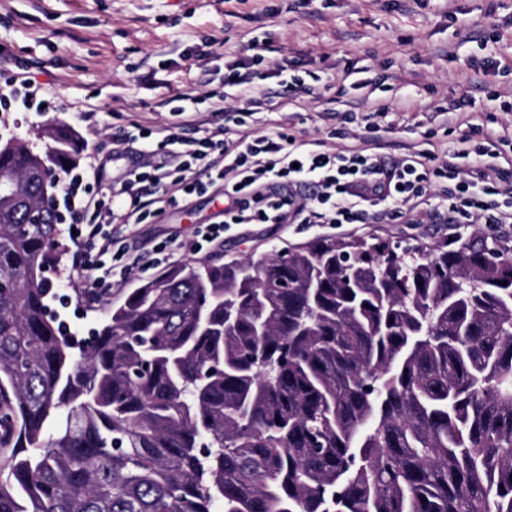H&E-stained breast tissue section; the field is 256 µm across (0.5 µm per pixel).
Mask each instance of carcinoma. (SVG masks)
<instances>
[{"mask_svg": "<svg viewBox=\"0 0 512 512\" xmlns=\"http://www.w3.org/2000/svg\"><path fill=\"white\" fill-rule=\"evenodd\" d=\"M0 145V512H512V255L315 237L144 280L73 352L69 129ZM42 209L26 223L27 207Z\"/></svg>", "mask_w": 512, "mask_h": 512, "instance_id": "obj_1", "label": "carcinoma"}]
</instances>
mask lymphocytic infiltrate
Here are the masks:
<instances>
[{
	"mask_svg": "<svg viewBox=\"0 0 512 512\" xmlns=\"http://www.w3.org/2000/svg\"><path fill=\"white\" fill-rule=\"evenodd\" d=\"M249 58L231 66L226 91L211 103L216 127L202 129L187 106H175L179 123L163 137L136 125L119 143L133 165L111 187H104L105 161L67 173L63 203L74 233L72 269L90 287L116 286L142 270V258L120 245L117 229L162 214L166 206L207 190L225 198L224 218L199 225L193 252L214 248L238 224H385L404 206L442 187L435 224H512V173L500 169L511 140L466 123L449 127L445 156L411 151L385 160L373 151L372 132L389 114L375 100L370 109L340 112L342 123L368 132L362 147L318 150L274 126L247 130L254 110L266 99L260 70L267 39H252ZM40 84L0 69V112L54 111Z\"/></svg>",
	"mask_w": 512,
	"mask_h": 512,
	"instance_id": "obj_1",
	"label": "lymphocytic infiltrate"
}]
</instances>
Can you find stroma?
<instances>
[{
	"label": "stroma",
	"instance_id": "obj_1",
	"mask_svg": "<svg viewBox=\"0 0 512 512\" xmlns=\"http://www.w3.org/2000/svg\"><path fill=\"white\" fill-rule=\"evenodd\" d=\"M452 11L458 20L449 19ZM256 36L273 47L261 66L269 91L276 94V67L283 64L320 75V98L300 93L290 102L276 95L249 118L250 130L275 121L297 140L328 150L357 147L362 132L338 135L340 121L324 113L371 92L393 107L376 134L379 153L389 158L410 150L443 155L448 117H430L427 108L464 96L475 101V123L512 137V112L498 108L499 100L512 101V74L489 68L476 75L469 67L489 51L512 54V0H311L299 8L291 0H0V43L57 105L42 117L18 113L0 139L41 147L46 125L65 126L75 134L77 165L85 167L96 152H111L113 135L132 123L157 130L175 123L159 100L223 91L230 65L250 56ZM219 209L210 195L195 196L130 226L128 236L148 261L170 237L191 241ZM429 212L426 204L407 206L391 224H242L208 258H257L318 236L403 241L426 250L482 240L512 250V224H434ZM70 272L66 255L55 280L68 296L59 312L82 336L97 327L108 304L122 303L145 278L133 273L124 287L101 288L90 302Z\"/></svg>",
	"mask_w": 512,
	"mask_h": 512
}]
</instances>
